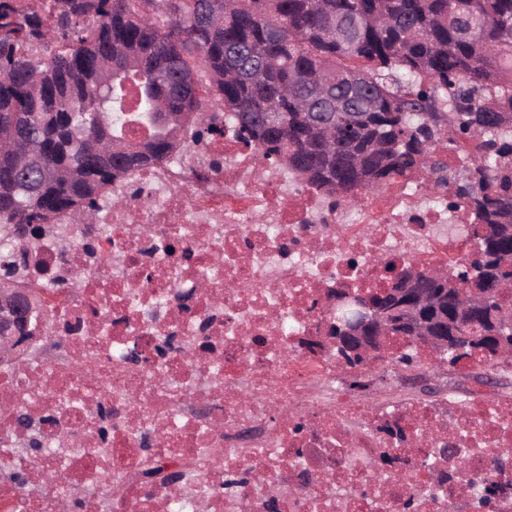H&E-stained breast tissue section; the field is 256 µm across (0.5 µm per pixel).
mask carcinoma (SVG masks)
<instances>
[{"mask_svg": "<svg viewBox=\"0 0 512 512\" xmlns=\"http://www.w3.org/2000/svg\"><path fill=\"white\" fill-rule=\"evenodd\" d=\"M201 2L0 0V143L15 122L62 173L0 159V273L22 280L37 246L18 225L91 220L218 102L242 140L338 203L402 177L452 183L476 244L455 279L507 280L485 311L512 317V0H215L212 21ZM467 142L450 181L437 147ZM394 343L413 365V343Z\"/></svg>", "mask_w": 512, "mask_h": 512, "instance_id": "carcinoma-1", "label": "carcinoma"}]
</instances>
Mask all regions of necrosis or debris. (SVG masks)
Wrapping results in <instances>:
<instances>
[{"mask_svg": "<svg viewBox=\"0 0 512 512\" xmlns=\"http://www.w3.org/2000/svg\"><path fill=\"white\" fill-rule=\"evenodd\" d=\"M207 119L223 135L187 125L94 223L66 216L70 240L31 252L46 335L66 350L0 363V466L26 476L0 483V512H56L90 483L111 512H512V395L390 406L299 344L324 334L338 287L468 261L469 213L405 178L331 205L239 140L230 113ZM156 460L181 479L136 482ZM490 481L506 494L482 499Z\"/></svg>", "mask_w": 512, "mask_h": 512, "instance_id": "necrosis-or-debris-1", "label": "necrosis or debris"}]
</instances>
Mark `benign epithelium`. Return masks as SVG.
Instances as JSON below:
<instances>
[{
    "label": "benign epithelium",
    "instance_id": "obj_1",
    "mask_svg": "<svg viewBox=\"0 0 512 512\" xmlns=\"http://www.w3.org/2000/svg\"><path fill=\"white\" fill-rule=\"evenodd\" d=\"M417 278L418 269L404 270L379 302L364 294L336 290L331 311L336 313L337 330L308 341V345L343 348L354 365L361 367L373 364L384 352L387 334L392 330L411 336L438 358L452 348L459 353L467 349L458 332L465 325L478 328L492 323L500 328L499 319L483 312L484 304L497 289L473 288L466 294L460 288L418 287ZM41 321L40 304L31 290L19 287L12 279H0L1 362L37 349Z\"/></svg>",
    "mask_w": 512,
    "mask_h": 512
}]
</instances>
